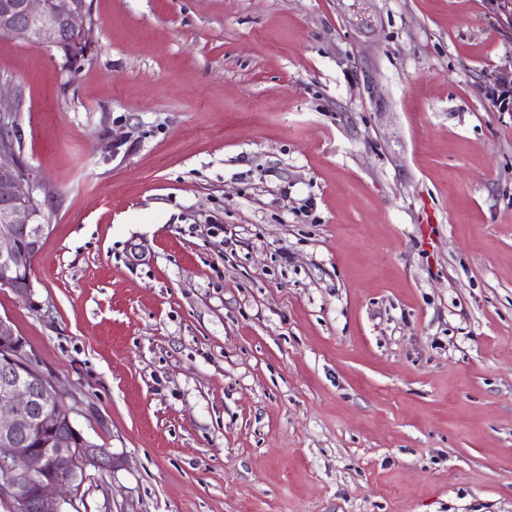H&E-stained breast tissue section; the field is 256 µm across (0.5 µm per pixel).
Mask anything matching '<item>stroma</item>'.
I'll return each instance as SVG.
<instances>
[{
	"label": "stroma",
	"instance_id": "35a3bbf8",
	"mask_svg": "<svg viewBox=\"0 0 512 512\" xmlns=\"http://www.w3.org/2000/svg\"><path fill=\"white\" fill-rule=\"evenodd\" d=\"M0 36L51 195L9 316L121 460L64 512H512V0H93ZM93 20L88 0H4L0 36L56 50L66 66L85 58L93 46ZM4 35H2V34ZM26 41V42H23Z\"/></svg>",
	"mask_w": 512,
	"mask_h": 512
}]
</instances>
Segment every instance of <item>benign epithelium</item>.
<instances>
[{
  "label": "benign epithelium",
  "mask_w": 512,
  "mask_h": 512,
  "mask_svg": "<svg viewBox=\"0 0 512 512\" xmlns=\"http://www.w3.org/2000/svg\"><path fill=\"white\" fill-rule=\"evenodd\" d=\"M93 32L89 0H0V33L55 50L67 66L90 53ZM43 190L16 143L1 139L0 287L34 309L32 271L49 227ZM72 413L15 323L0 316V498L15 512H62L55 494L72 481L57 470L75 454L84 469L118 467L110 449L83 436Z\"/></svg>",
  "instance_id": "obj_1"
}]
</instances>
